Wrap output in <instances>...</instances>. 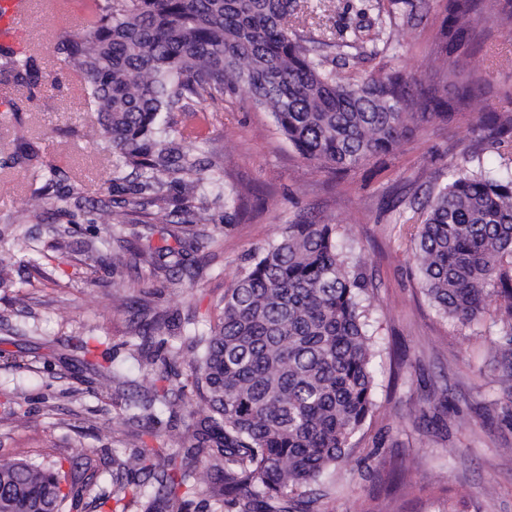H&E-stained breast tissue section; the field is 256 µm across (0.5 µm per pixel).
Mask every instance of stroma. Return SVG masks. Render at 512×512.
Here are the masks:
<instances>
[{
  "instance_id": "stroma-1",
  "label": "stroma",
  "mask_w": 512,
  "mask_h": 512,
  "mask_svg": "<svg viewBox=\"0 0 512 512\" xmlns=\"http://www.w3.org/2000/svg\"><path fill=\"white\" fill-rule=\"evenodd\" d=\"M444 2L399 0L380 53L366 69L400 68L423 86L445 88ZM308 6L314 32L377 13V0H308ZM66 29L51 12L28 25L29 51L54 80L40 88L23 124L3 111L12 93L0 88V251L13 254L14 273L23 277L50 243V222L62 201H33L27 171L7 164L15 136L36 138L44 159L63 166L88 205L107 199L112 178L131 176L118 154L67 134L97 123L54 49ZM477 30L476 74L485 89L471 110L511 112L512 67L501 61L512 58V34L489 14ZM189 148L199 157L223 156L226 186L243 195L240 217L229 228L223 201H211L206 231L218 239L219 257L190 287L133 271L128 288L114 292L104 266L85 264L76 235L67 254L47 265L48 284L0 288V309L12 312L0 325V460L30 455L66 462L88 448L97 490L111 492L113 458L132 454L117 421L124 396L115 390L100 395L81 383L76 368L57 361L63 345L75 336L104 338L113 363L128 379L139 378L128 347L133 301L148 298L158 308L192 313L199 328H208L219 314L218 300L255 249L278 238L285 225L312 219L341 225L355 241L373 280L376 308V408L327 471L328 494L317 512H512V393L497 382L501 361L488 355L506 316L492 300L471 324L438 317L410 257L409 222L415 196L446 183L447 163L462 151L489 167H512V154L497 155L466 122L453 119L417 131L394 155L336 176L303 159L276 133L267 112L240 98L225 100ZM31 212L40 223L13 224V217ZM13 396L24 397V406L10 404Z\"/></svg>"
}]
</instances>
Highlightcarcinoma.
<instances>
[{"mask_svg": "<svg viewBox=\"0 0 512 512\" xmlns=\"http://www.w3.org/2000/svg\"><path fill=\"white\" fill-rule=\"evenodd\" d=\"M491 8L512 32V0H447L446 46L451 97L422 93L401 69L340 75L324 49L376 44L380 30L359 26L316 40L299 33V0H94L84 29L60 37L55 51L80 81L102 138L139 182L121 188L112 205L89 209L76 200L64 209L68 227L54 233L44 264L68 248L71 231L87 233L84 253L101 259L107 237L136 217H150V233L188 235L184 246L133 247L110 257L112 287H126L124 270L144 269L170 280L195 281L211 264L217 239L197 228L209 221L191 209L161 206L164 187L178 185L184 199L204 192L224 199V228L237 218L240 193L224 190V156L202 164L168 146L199 133L169 120L173 112H217L224 97L240 93L270 113L276 130L306 160L347 173L393 151L414 126L460 115L476 90L477 52L472 21ZM32 54L0 48V82L26 96L10 100L23 121L36 90L50 81ZM472 131L512 150V113L487 112ZM14 165L34 166L32 178L61 170L42 159L37 142L15 139ZM453 177L421 203L411 235L420 285L444 319L473 321L495 299L508 316L497 351L512 356V167L450 164ZM336 224H290L258 249L233 288L219 300L222 314L205 331L194 316L139 303L131 356L142 370L140 389L125 398L118 421L136 431L132 460L112 458V494L94 492L92 460L64 469L28 456L0 462V512H184L194 499L240 505V512H312L315 490L342 457L375 408V371L368 326L370 282L343 251ZM202 253L205 263L193 255ZM81 371L101 390L123 378L97 347L78 338ZM187 370L197 410L187 421L163 422L156 405L182 399L171 387ZM159 442L144 447L143 436ZM214 462V480L197 468ZM113 506H108V503Z\"/></svg>", "mask_w": 512, "mask_h": 512, "instance_id": "1", "label": "carcinoma"}]
</instances>
